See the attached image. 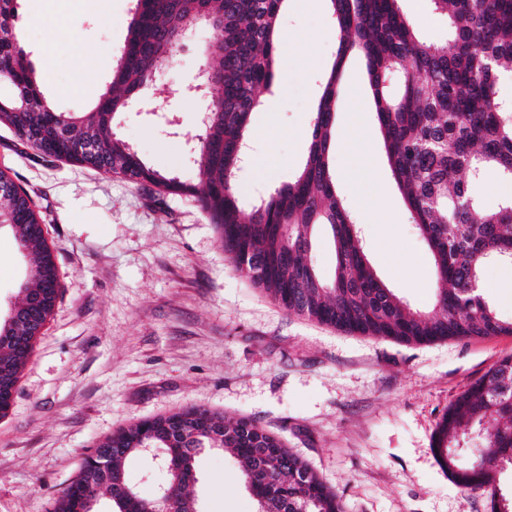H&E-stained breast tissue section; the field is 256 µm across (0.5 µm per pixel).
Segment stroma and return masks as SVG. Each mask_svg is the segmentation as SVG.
Segmentation results:
<instances>
[{"label": "stroma", "mask_w": 512, "mask_h": 512, "mask_svg": "<svg viewBox=\"0 0 512 512\" xmlns=\"http://www.w3.org/2000/svg\"><path fill=\"white\" fill-rule=\"evenodd\" d=\"M135 0H18L16 28L40 64L57 30L44 90L64 110H86L108 85ZM326 0H299L276 86L278 112H254L251 152L275 163L271 178L242 168L245 203L288 183L304 161L312 109L336 44L325 36ZM220 30L204 25L170 68L123 114L120 134L144 161L194 181L186 140L200 103L184 95ZM176 115L177 127L157 123ZM336 190L362 229L378 276L418 306L436 280L380 147L365 64L348 60L336 102ZM0 169L30 194L45 224L61 294L0 418V512H51L55 498L106 437L130 423L195 405L247 417L280 436L341 497L345 512H490L459 489L432 449L448 406L512 356V335L424 345L348 334L286 312L237 273L190 199L64 160L43 158L0 125ZM28 260L0 228V310L18 299ZM202 512H255L231 451L194 462Z\"/></svg>", "instance_id": "35a3bbf8"}]
</instances>
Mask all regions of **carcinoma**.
I'll list each match as a JSON object with an SVG mask.
<instances>
[{
    "label": "carcinoma",
    "instance_id": "cac0c4a2",
    "mask_svg": "<svg viewBox=\"0 0 512 512\" xmlns=\"http://www.w3.org/2000/svg\"><path fill=\"white\" fill-rule=\"evenodd\" d=\"M288 0H136L124 51L112 65L109 87L88 112H61L15 28L17 0H0V71L11 94L0 97V125L42 156L65 159L140 186L160 196L184 195L214 225L236 271L284 310L320 324L404 344L512 335L482 290L484 268L512 264V198L485 211L471 185L488 172L512 180V102L499 86L512 80V0H427L446 21L445 40L423 41L402 0H328L336 54L313 110L305 162L291 181L245 212L234 186L249 141L251 115L270 90L278 65L279 18ZM206 15L222 39L204 50L206 92L213 108L202 113L193 162L185 182L149 166L116 131L167 67L181 27ZM365 61L383 148L412 223L432 257L438 288L430 307L417 308L374 271L358 224L336 193L331 166L337 87L347 59ZM92 147L94 159L85 148ZM12 229L30 262L19 294L34 290L43 303L25 345L0 338V380L17 388L36 340L60 293L59 271L43 224L25 190L0 195V226ZM320 233L329 235L336 266L325 279L307 259ZM112 449L107 476L87 458L55 499L53 512H77L95 488L89 512H101L108 483L130 485L125 462L161 455L193 456L228 448L242 473L255 512H345L340 496L280 437L250 419L232 420L189 406L136 421L99 444ZM432 451L462 490L490 500V512H512V357L473 382L437 425ZM179 485L174 512H200L180 488L185 476L163 470ZM137 493L108 499L107 512H140Z\"/></svg>",
    "mask_w": 512,
    "mask_h": 512
}]
</instances>
